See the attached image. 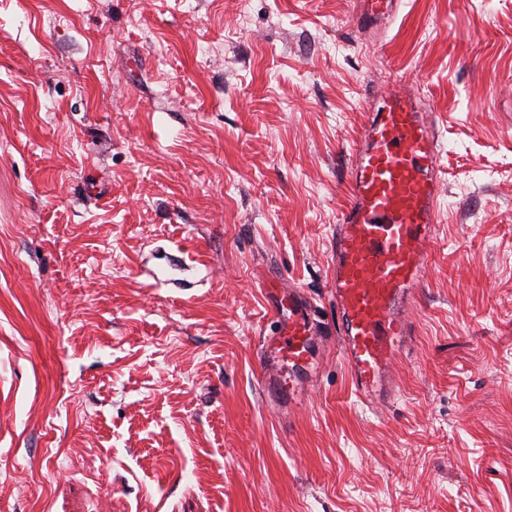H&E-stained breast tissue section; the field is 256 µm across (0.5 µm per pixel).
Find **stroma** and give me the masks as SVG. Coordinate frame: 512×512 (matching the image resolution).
I'll return each mask as SVG.
<instances>
[{"mask_svg": "<svg viewBox=\"0 0 512 512\" xmlns=\"http://www.w3.org/2000/svg\"><path fill=\"white\" fill-rule=\"evenodd\" d=\"M397 77L439 224L395 394L328 346L273 406L269 290L332 318ZM0 512H512V0H0ZM396 0H358L357 12L360 18L370 24H382L390 20L396 13Z\"/></svg>", "mask_w": 512, "mask_h": 512, "instance_id": "stroma-1", "label": "stroma"}]
</instances>
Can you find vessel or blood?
<instances>
[{"label": "vessel or blood", "mask_w": 512, "mask_h": 512, "mask_svg": "<svg viewBox=\"0 0 512 512\" xmlns=\"http://www.w3.org/2000/svg\"><path fill=\"white\" fill-rule=\"evenodd\" d=\"M356 7L363 21L382 24L395 15L397 0H357ZM436 155L417 96L396 80L353 152L329 280L336 317L321 319L297 291L277 293L274 327L259 355L266 390L302 401L304 380L333 336L357 397L390 399L392 365L413 342L411 312L438 222Z\"/></svg>", "instance_id": "vessel-or-blood-1"}]
</instances>
